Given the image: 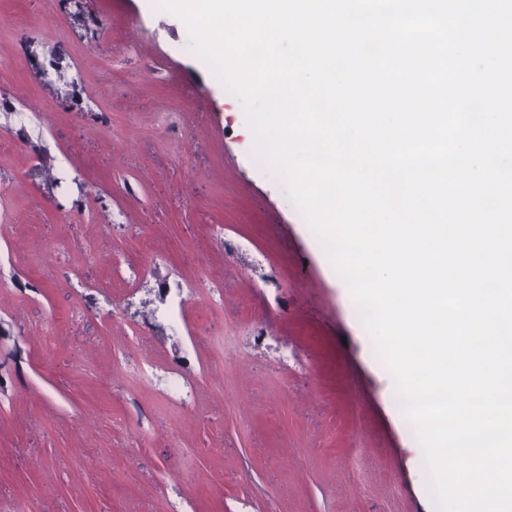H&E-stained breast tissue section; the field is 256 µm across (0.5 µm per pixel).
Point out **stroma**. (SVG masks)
I'll use <instances>...</instances> for the list:
<instances>
[{"instance_id": "35a3bbf8", "label": "stroma", "mask_w": 512, "mask_h": 512, "mask_svg": "<svg viewBox=\"0 0 512 512\" xmlns=\"http://www.w3.org/2000/svg\"><path fill=\"white\" fill-rule=\"evenodd\" d=\"M0 52V512H435L358 306L184 23L0 0Z\"/></svg>"}]
</instances>
